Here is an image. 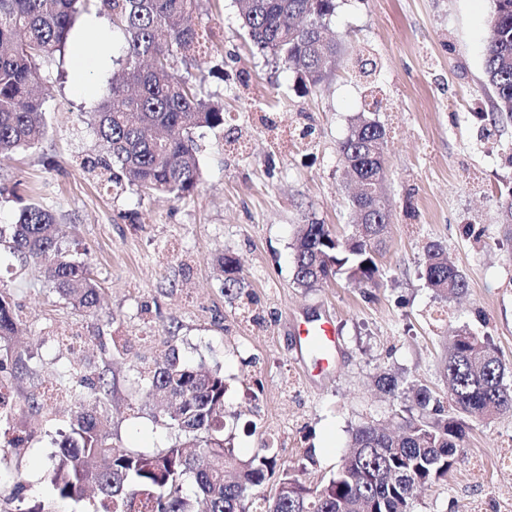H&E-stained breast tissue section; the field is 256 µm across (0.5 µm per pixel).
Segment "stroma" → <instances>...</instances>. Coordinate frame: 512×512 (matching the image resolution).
<instances>
[{"instance_id":"35a3bbf8","label":"stroma","mask_w":512,"mask_h":512,"mask_svg":"<svg viewBox=\"0 0 512 512\" xmlns=\"http://www.w3.org/2000/svg\"><path fill=\"white\" fill-rule=\"evenodd\" d=\"M489 11V0H336L330 29L342 53L330 77L307 88L250 40L237 0H203L201 22L215 47L192 73L223 100L226 120L196 132L200 185L181 200L107 189L84 168L104 151L78 116L94 110L112 70L95 64L93 89L82 94L71 50L54 56L42 69L51 89L45 136L0 161V224L14 221L23 198L61 216L59 247L90 261L101 301L90 316L61 298L40 266L0 268V295L29 359L27 371L0 373L12 401L6 436L22 448L0 459V499L47 496L70 405L52 401L38 412L31 401L64 383L109 381L100 411L111 442L142 451L177 443L136 371L167 345L221 370L242 455L273 443L311 483L330 476L360 422L418 415L409 391L393 398L379 389L380 375L447 400L452 330L478 333L512 370V235L498 222L500 191L512 185V121L490 120ZM361 112L388 133L391 242L368 284L338 277L297 287L290 254L298 226L352 231V185L338 146ZM307 126L313 134L295 147L287 132ZM237 141L246 151L234 149ZM432 244L464 272L461 297L447 301L427 288L422 264ZM224 255L242 268L235 300L217 265ZM317 319L332 323L341 342L326 375L298 340L300 324ZM68 334L82 336L83 347L70 349ZM117 334L128 339L127 355L112 349ZM507 456L512 413L472 423L447 482L419 492L414 512H473L477 503L500 512L512 500V466L499 464Z\"/></svg>"}]
</instances>
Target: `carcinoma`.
Masks as SVG:
<instances>
[{
  "label": "carcinoma",
  "mask_w": 512,
  "mask_h": 512,
  "mask_svg": "<svg viewBox=\"0 0 512 512\" xmlns=\"http://www.w3.org/2000/svg\"><path fill=\"white\" fill-rule=\"evenodd\" d=\"M201 0H0V158L33 147L43 134L41 69L64 50L82 16L109 17L112 36L122 40L121 74L103 93L90 121L107 157L87 160L90 170L109 173L106 184L127 182L143 193L180 200L200 179L193 133L224 125V106L202 95L190 69L211 50L199 21ZM242 26L262 51L300 70L305 83L321 85L336 67L338 44L324 31L336 0H239ZM492 36L484 75L495 97L497 116L512 119V0H490ZM386 128L360 113L339 144L344 166L369 184L386 178ZM357 238L340 239L324 224L298 230L292 244L294 283L314 288L342 274L369 282L378 272L375 254L390 235L383 199L373 203L367 223H359L349 201ZM61 218L40 203L23 205L11 224L0 225V247L22 262L51 255L47 279L73 306L93 314L100 289L88 266L58 247ZM424 277L444 299L462 294L468 283L448 264L438 245L427 248ZM226 295L241 297L236 261H221ZM16 318L0 295V371L27 368L25 353L12 337ZM508 367L489 343L467 329L452 336L444 365L448 404L425 387L414 393L418 416L400 417L399 431L373 421L351 433L349 452L336 471L318 485H306L295 468L280 461L269 445L243 457L225 434L227 386L217 369H206L169 347L164 360L143 363L146 387L164 393V423L184 443L139 452L108 443L107 418L98 410L107 380L85 392L67 388L78 408L61 434L46 478L51 496L79 501L97 491L96 512H413L418 488L448 477L462 451L466 420L492 421L512 412ZM194 484V497L184 491ZM274 481L275 492L253 490Z\"/></svg>",
  "instance_id": "obj_1"
}]
</instances>
